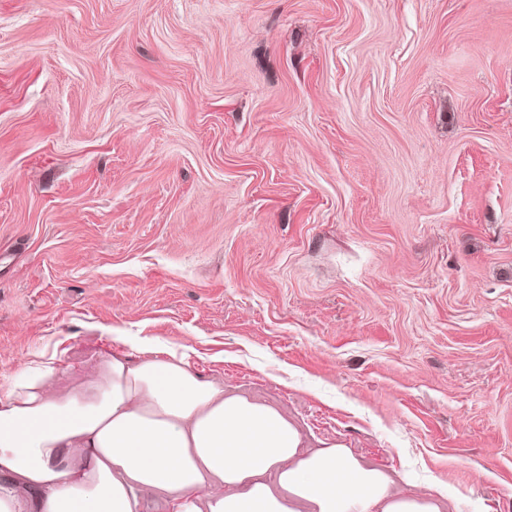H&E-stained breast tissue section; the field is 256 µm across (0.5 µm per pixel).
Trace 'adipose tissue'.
Returning a JSON list of instances; mask_svg holds the SVG:
<instances>
[{
	"instance_id": "ef3b65f1",
	"label": "adipose tissue",
	"mask_w": 512,
	"mask_h": 512,
	"mask_svg": "<svg viewBox=\"0 0 512 512\" xmlns=\"http://www.w3.org/2000/svg\"><path fill=\"white\" fill-rule=\"evenodd\" d=\"M103 348L68 390L42 357L0 390V512H442L340 442L307 451L274 407L224 392L185 354Z\"/></svg>"
}]
</instances>
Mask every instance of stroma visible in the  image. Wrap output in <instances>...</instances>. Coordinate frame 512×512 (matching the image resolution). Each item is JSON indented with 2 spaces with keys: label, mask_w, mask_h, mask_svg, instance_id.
<instances>
[{
  "label": "stroma",
  "mask_w": 512,
  "mask_h": 512,
  "mask_svg": "<svg viewBox=\"0 0 512 512\" xmlns=\"http://www.w3.org/2000/svg\"><path fill=\"white\" fill-rule=\"evenodd\" d=\"M108 327L512 512V0H0V373Z\"/></svg>",
  "instance_id": "1"
}]
</instances>
